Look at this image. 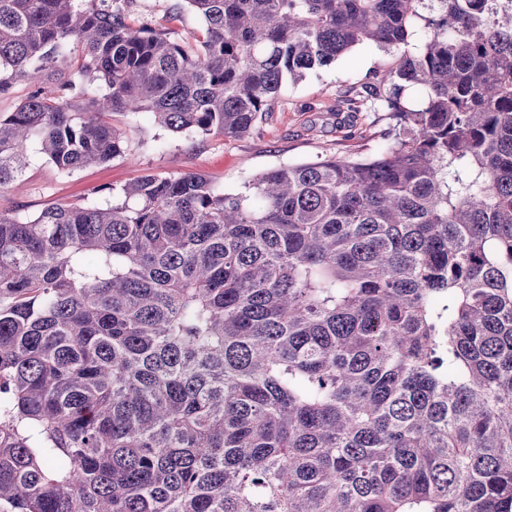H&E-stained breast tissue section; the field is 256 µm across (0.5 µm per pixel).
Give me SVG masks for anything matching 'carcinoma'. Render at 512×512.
Segmentation results:
<instances>
[{"label": "carcinoma", "instance_id": "obj_1", "mask_svg": "<svg viewBox=\"0 0 512 512\" xmlns=\"http://www.w3.org/2000/svg\"><path fill=\"white\" fill-rule=\"evenodd\" d=\"M183 2L194 44L96 0H0V93L80 52L58 96L0 113V191L33 143L72 171L124 152L117 115L240 137L285 81L428 36L369 92L396 119L370 158L0 211V506L512 512V10Z\"/></svg>", "mask_w": 512, "mask_h": 512}]
</instances>
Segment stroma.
<instances>
[{"label": "stroma", "instance_id": "35a3bbf8", "mask_svg": "<svg viewBox=\"0 0 512 512\" xmlns=\"http://www.w3.org/2000/svg\"><path fill=\"white\" fill-rule=\"evenodd\" d=\"M176 0H113L136 22L162 27L171 39L191 41L203 28L191 11H176ZM400 51L359 46L334 64L286 84L269 115L244 137L176 134L146 114L129 119L125 151L108 162L71 172L56 168L38 147L29 149V167L14 188L0 193V211L17 207L34 213L59 203L106 205L110 194L147 174L168 176L193 171L225 191L240 192L255 175L279 165L328 155L364 158L375 154L394 120L375 100L348 111L345 93L378 85L395 69Z\"/></svg>", "mask_w": 512, "mask_h": 512}]
</instances>
